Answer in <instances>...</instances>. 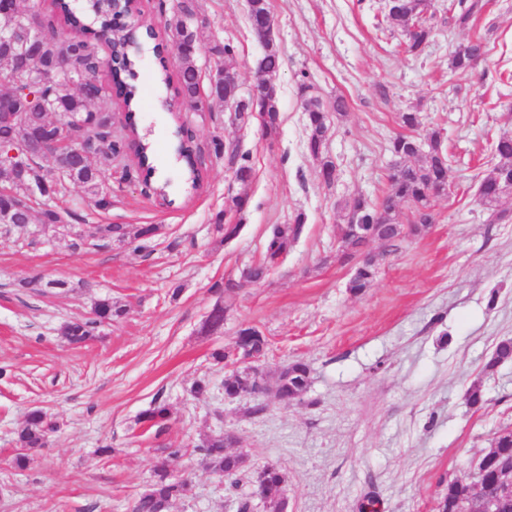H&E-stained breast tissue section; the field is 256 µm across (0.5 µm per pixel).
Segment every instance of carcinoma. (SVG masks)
<instances>
[{
	"mask_svg": "<svg viewBox=\"0 0 512 512\" xmlns=\"http://www.w3.org/2000/svg\"><path fill=\"white\" fill-rule=\"evenodd\" d=\"M248 6L252 31L257 40L265 45L263 64L271 78L279 70L280 57L272 40L267 38V30L273 21L268 0H248ZM485 7V0H458V10L448 16V24L466 27L485 11ZM432 8V0H387L383 22L405 32L406 51L419 54L433 34ZM51 11L64 26L78 31V34L62 36L56 33L52 23L37 20L42 38L35 48L36 60L28 70L22 72L12 70L11 65L16 57L28 50L21 33L31 21L26 11L19 8L0 13V73L8 78L3 99L0 100V144L26 138L37 140L46 134V127L63 114L86 115L91 120L86 131L80 133L85 160L62 175L55 176L41 165L35 173L36 179L45 182L43 193L38 195L45 205L37 219L47 227L63 222L61 213L47 202L64 195L72 184L85 190L95 208L101 211L112 208V194L103 193L102 175L95 160V155L100 151L108 157L117 151V145L112 143V113L93 109L94 102L81 94L76 86L82 77H98L97 46L104 44L111 50L112 39L127 38V46L118 49V62L111 70V76L114 85L121 89L120 97L130 112L133 111L136 92L122 75L132 74L138 47L143 45V40H154L156 50L175 54L177 86L174 96L166 102L167 110L174 113L185 103H198L200 82L197 54L189 52V47L198 48L201 44L199 26L189 6L182 9L175 22L164 24L162 33L148 24L144 26L145 32L136 30L128 36L124 27L111 15L95 19L93 26L88 25L84 14L74 9L71 0H51ZM487 53L486 38L479 34L455 49L448 66L454 72H469L485 59ZM311 89L312 86L305 83L300 87L308 129L306 149L318 164L322 180L330 184L336 178V163L325 150L330 130L328 110L318 97L311 94ZM208 98L213 102H224V72L221 68L210 74ZM232 99L236 100L234 112L237 116L242 118L256 112L261 119L264 135L277 134L280 125L277 97L251 92L245 99L235 94ZM10 112L26 113L25 123L18 126L10 121ZM401 121L410 133L400 134L390 142L392 161L388 167L387 196L378 204L362 195L351 198L345 204L343 222L338 225L342 259L348 262L356 254L364 255L348 281L347 288L353 294H359L369 287L379 272L377 255L365 252L367 244L378 241L391 249L397 248L407 235L417 234L433 223L432 200L448 194L449 157L442 149L437 134L431 132L423 138L414 134L421 125L417 112L403 113ZM126 128V150L134 156L139 167L151 169V148L139 138L136 119L129 114L126 115ZM497 174L512 179V134L504 133L497 138L490 160L478 174L479 201L493 216L498 214L496 206L502 196L495 180ZM0 185L4 186L0 192V214L7 213L21 224L35 219L32 206L35 198L29 193L27 182L18 179L4 165L0 166ZM404 206L413 215V222L407 226L399 221ZM303 225L304 217L298 214L291 224L273 226L263 261L248 269L251 281H263L270 269L287 257ZM101 232L125 243L132 239H149L158 232V227L146 224L132 232L125 224H109ZM227 310L228 305L221 301L214 304L206 322L208 330L216 331L224 326ZM124 314V306L110 299H102L95 306V318L67 323L64 335L74 344L83 343L94 336L98 323L119 319ZM268 349L267 337L258 328L247 325L238 330L232 346L213 352L215 360L233 366L224 377V395L229 399L250 396L254 401L252 412L255 414L265 410L264 398L270 393L288 403L299 402L309 388V367L302 361L289 363L274 379L268 373L254 369L251 364L236 367V363L243 358L259 359L265 356ZM508 361H512L511 339L496 344L486 368L493 369ZM167 417L168 408L158 402L140 415V419L153 423L160 430L164 429ZM54 428L55 424L44 411L32 410L18 435L21 453L16 457V464L22 466L26 463V450L44 447L48 434ZM238 443V438L227 431L204 437L196 449L212 472L226 477L240 472L246 463L245 453L232 451ZM185 452L186 449L173 446L160 449L153 462L152 483L135 499L132 512H168L173 500L187 494L188 481L174 475ZM505 459L512 460V429L500 431L489 451L482 456L484 474L474 476L469 481L457 478L448 480L440 503L453 504L455 512H478L480 491L490 488L504 473L500 463ZM285 484L286 477L279 468H263L258 489L262 506L267 512H282Z\"/></svg>",
	"mask_w": 512,
	"mask_h": 512,
	"instance_id": "carcinoma-1",
	"label": "carcinoma"
}]
</instances>
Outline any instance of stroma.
I'll return each mask as SVG.
<instances>
[{
    "label": "stroma",
    "instance_id": "stroma-1",
    "mask_svg": "<svg viewBox=\"0 0 512 512\" xmlns=\"http://www.w3.org/2000/svg\"><path fill=\"white\" fill-rule=\"evenodd\" d=\"M381 0H269L272 40L281 57L273 78L281 123L265 136L259 116L235 119L201 98L178 114L163 106L172 90L159 78L152 44H144L134 83L138 132L154 153L156 182L146 186L129 154L98 155L112 207L89 205L70 187L56 207L66 225L31 223L0 233V512H131L151 481L161 446H183L179 470L191 484L169 512H236L260 469L286 476L288 512H359L363 499L382 512H437L448 479H467L495 433L512 426V362L486 370L494 345L512 338V194L491 222L478 202L476 174L492 144L512 133V0H488L466 28L448 24L452 0H433V35L417 56L401 31L378 30ZM204 31L197 57L209 77L231 44L238 94L246 96L264 49L254 37L247 0H195ZM486 35L478 68L454 74L458 45ZM330 115L326 149L338 178L325 185L306 150L299 87ZM417 112L422 132H438L452 163L448 193L434 203L435 222L386 256L370 288L347 287L349 264L337 261V226L346 201L389 190L388 150L402 133L400 115ZM181 124L205 163L193 187L171 148ZM238 145L254 179L236 181L224 153ZM248 205L233 239L218 228L230 198ZM304 214L286 260L265 281L242 280L261 259L269 230ZM96 224L157 225L139 248L101 239L73 248L74 234ZM236 289L220 331L204 321L227 282ZM126 308L75 346L68 321L94 316L98 300ZM243 324L271 343L261 366L273 374L300 359L310 367L304 399L224 397L227 367L213 350L231 344ZM212 391L193 395L195 381ZM480 384L483 403L466 393ZM169 409L164 429L139 422L153 402ZM44 409L58 429L17 467L16 432ZM233 431L247 456L236 483L210 472L195 447L206 435Z\"/></svg>",
    "mask_w": 512,
    "mask_h": 512
}]
</instances>
